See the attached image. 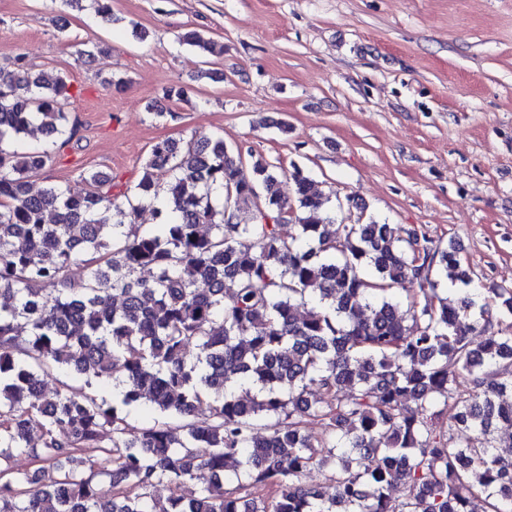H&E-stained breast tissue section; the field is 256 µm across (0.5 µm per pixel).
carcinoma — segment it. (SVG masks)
<instances>
[{
    "mask_svg": "<svg viewBox=\"0 0 512 512\" xmlns=\"http://www.w3.org/2000/svg\"><path fill=\"white\" fill-rule=\"evenodd\" d=\"M12 65L0 81V512H473L479 496L512 512L511 288L492 317L455 243L372 217L337 225L301 166L247 163L222 138L156 142L123 192L92 170L35 192L51 149L6 145L34 128L70 141V85ZM144 210L155 229L136 223ZM434 271L457 300L439 296ZM62 369L73 382L41 393ZM100 378L167 419L129 429L87 393ZM439 407L446 431L428 426ZM312 421L325 425L316 443ZM107 440L105 483L85 451ZM19 455L37 468L11 471ZM317 464L335 468L332 483L301 485Z\"/></svg>",
    "mask_w": 512,
    "mask_h": 512,
    "instance_id": "obj_1",
    "label": "carcinoma"
}]
</instances>
